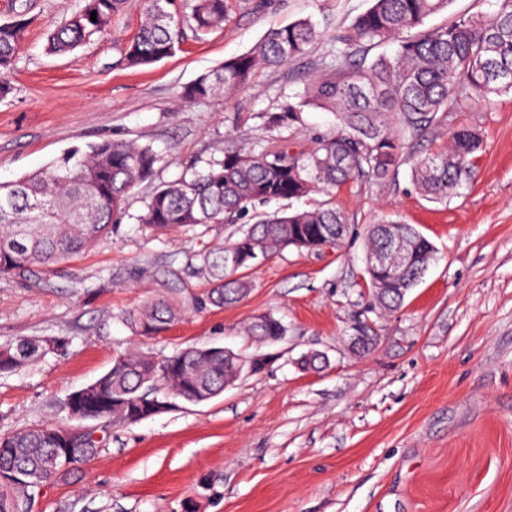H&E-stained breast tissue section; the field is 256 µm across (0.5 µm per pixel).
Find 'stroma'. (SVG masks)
<instances>
[{
  "mask_svg": "<svg viewBox=\"0 0 512 512\" xmlns=\"http://www.w3.org/2000/svg\"><path fill=\"white\" fill-rule=\"evenodd\" d=\"M81 0H0V23L23 21L25 40L0 100V182L47 167L66 150L128 140L158 154L111 232L38 276L0 275V345L60 337L63 351L0 374V434L72 420L67 402L113 359L139 347L162 359L219 345L264 369L220 396L133 425L105 424L94 460L45 486L30 512H512V93L472 98L443 115L417 155L444 149L458 127L477 132L475 175L445 204L425 199L410 164L383 181L335 195L351 224L338 247L287 249L252 269L239 304L199 308L207 287L197 254L231 243L236 224L153 235L140 217L156 188L223 159L226 149L289 142L310 148L336 130L310 107L296 128L267 115L325 72L337 37L370 0H231L224 27L186 35L174 54L143 68L124 53L146 0H123L108 27L74 52L51 55L48 34ZM311 20L320 37L303 55L258 68L249 87L189 101L185 88L272 29ZM413 225L436 259L389 314L372 312L367 225ZM179 318L154 338L125 321L150 299ZM270 312L285 339L265 343L245 324ZM367 315L378 343L351 345ZM327 356L306 370V353Z\"/></svg>",
  "mask_w": 512,
  "mask_h": 512,
  "instance_id": "1",
  "label": "stroma"
}]
</instances>
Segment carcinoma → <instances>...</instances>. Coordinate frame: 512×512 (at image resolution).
<instances>
[{"label":"carcinoma","mask_w":512,"mask_h":512,"mask_svg":"<svg viewBox=\"0 0 512 512\" xmlns=\"http://www.w3.org/2000/svg\"><path fill=\"white\" fill-rule=\"evenodd\" d=\"M121 0H82L73 13L47 38L52 54H67L90 42L111 23ZM452 0H371L359 15L349 37L336 38L335 63L302 92L288 97L269 117L276 127H296L303 112L318 106L336 114L338 129L311 150L278 146L242 147L224 159L157 188L150 197L142 226L156 234L186 226L233 223L252 213L251 224L229 245L197 255L198 270L208 288L206 305L224 308L241 302L251 283L238 275L257 261L288 248L302 249L301 240L337 245L349 230L348 218L332 199L307 209L288 207L267 213L258 207L270 201L299 200L314 192L333 193L358 178L382 181L406 162L412 180L433 202L458 196L472 179L482 141L471 129L453 133L448 149L411 159L407 149L438 122V114L464 105L468 96L486 98L512 92V0H499L492 14L473 13L442 27L424 28L427 18L448 8ZM173 0H149L139 30L128 45L130 67L147 66L170 57L183 40L182 23L169 10ZM96 13V20L90 14ZM227 0H193L188 21L201 37L224 26ZM318 32L308 20H298L268 32L251 51L227 59L216 72L187 86L188 100L204 99L247 86L261 65L280 66L304 54ZM25 37V24H0V98L11 92L7 75ZM393 54L368 58L383 44ZM397 116L392 128L387 114ZM158 161L149 146L107 140L87 149L64 152L41 171L0 184V275H26L35 265L71 258L106 235L117 220L127 195L151 176ZM388 231H383V225ZM375 223L366 233L367 251L383 247L386 234L407 237L418 256L385 287L368 283L374 307L393 311L406 292L423 277L435 255L434 245L419 231L397 221ZM179 316L167 300L150 301L134 310L127 322L141 336H157ZM247 334L257 339L283 336L286 327L271 313L253 317ZM38 339L0 345V374L12 373L42 355ZM221 347L199 356L194 347L174 352L161 362L130 350L117 355L112 366L92 385L94 395L108 401L100 419L127 422L136 400L164 402L169 395L192 401L197 394L212 398L224 392ZM55 427L42 425L0 436V512H21L23 502L38 487L21 484L27 472L50 483L70 474L55 463ZM71 447L86 460L99 449L91 435L76 433Z\"/></svg>","instance_id":"carcinoma-1"}]
</instances>
